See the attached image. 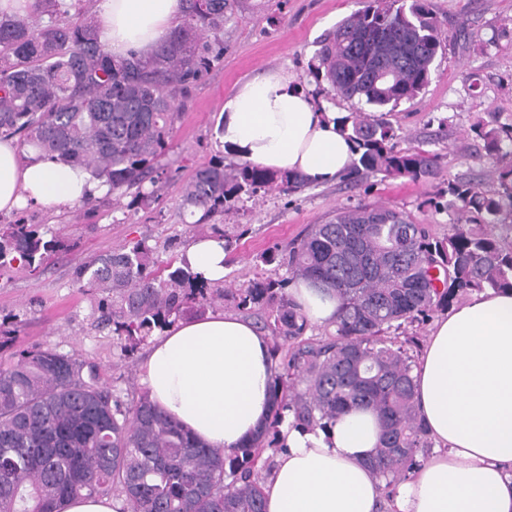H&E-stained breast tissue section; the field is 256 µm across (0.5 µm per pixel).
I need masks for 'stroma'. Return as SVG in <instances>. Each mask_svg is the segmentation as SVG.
<instances>
[{"label":"stroma","mask_w":512,"mask_h":512,"mask_svg":"<svg viewBox=\"0 0 512 512\" xmlns=\"http://www.w3.org/2000/svg\"><path fill=\"white\" fill-rule=\"evenodd\" d=\"M241 15L224 26V58L176 103L179 118L159 161L162 176L147 201L100 196L96 207L75 204L56 212L26 206L0 224H37L70 244L52 256L45 271L15 270L0 276V322L18 323L13 351L52 347L98 366L103 382L123 392L141 390L140 369L147 345L122 354L115 336L98 328L95 302L80 288L78 263L126 242L148 238L158 264L185 244L209 235L192 228L179 207L182 185L215 159L232 165L214 130L239 84L274 68L292 74L297 87L329 102L333 111L353 112L358 104L331 92L312 74L320 38L358 10V0H244ZM447 46L435 60L428 86L386 115L396 129L398 150L423 149L439 155V174L419 180L370 176L354 183L311 185L295 194L276 191L244 197L213 221L236 241L228 256L224 285L238 288L256 278H278L284 269L263 264L265 251L283 250L301 239L309 225L359 204H383L409 214L438 238L452 217L435 210L430 198L448 183L469 181L494 189L493 174L505 165L473 130L477 121L512 124V0H430Z\"/></svg>","instance_id":"1"}]
</instances>
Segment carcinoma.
<instances>
[{
	"mask_svg": "<svg viewBox=\"0 0 512 512\" xmlns=\"http://www.w3.org/2000/svg\"><path fill=\"white\" fill-rule=\"evenodd\" d=\"M40 3L34 12L0 15V134L86 168L112 195L133 190V202L149 198L144 184L155 183L176 99L224 59V24L243 11V0H185L182 25L147 57L112 55L81 8ZM444 47L428 0H365L318 42L315 78L361 105L344 127L356 153L345 180L436 173L438 155L396 150L395 129L372 113L418 96ZM473 129L489 151L512 154V125L479 121ZM495 178V191L452 182L438 195L433 207L456 215L442 239L388 206L345 208L310 225L287 252L260 256L287 276L244 288L211 285L186 262L161 267L144 239L80 262L78 282L99 297L98 325L112 329L127 355L153 330L215 300L229 296L257 314L273 356L287 357L270 386L272 418L262 434L226 453L200 442L147 394L123 400L90 362L54 348L22 351L0 362V512H59L62 500L82 496H123L131 512H265L263 453L279 445L284 417L314 430L362 408L380 421L369 466L391 500L431 447L414 399L410 340L399 330L470 291L512 290V239L495 232L512 219V166ZM305 187L300 176L219 159L195 170L180 201L208 218L243 193ZM64 248L34 224H1L0 273L18 266L35 274ZM298 280L337 296L334 335H306L308 320L288 294Z\"/></svg>",
	"mask_w": 512,
	"mask_h": 512,
	"instance_id": "cac0c4a2",
	"label": "carcinoma"
}]
</instances>
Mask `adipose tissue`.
<instances>
[{"label":"adipose tissue","mask_w":512,"mask_h":512,"mask_svg":"<svg viewBox=\"0 0 512 512\" xmlns=\"http://www.w3.org/2000/svg\"><path fill=\"white\" fill-rule=\"evenodd\" d=\"M97 19L114 55L147 54L182 23L184 3L98 0ZM341 118L274 69L225 101L217 137L240 163L328 185L354 158ZM107 191L89 172L0 136V212L60 210ZM181 257L209 283L223 282V240L197 239ZM289 293L311 323L335 321L333 293L305 281ZM276 369L269 336L219 311L154 338L141 382L198 440L229 452L264 430ZM412 375L433 447L399 484L393 512H512V292L488 288L450 308L434 322ZM281 432L287 450L263 483L266 512H379L380 482L368 467L380 436L375 413H344L326 430L286 421Z\"/></svg>","instance_id":"ef3b65f1"}]
</instances>
